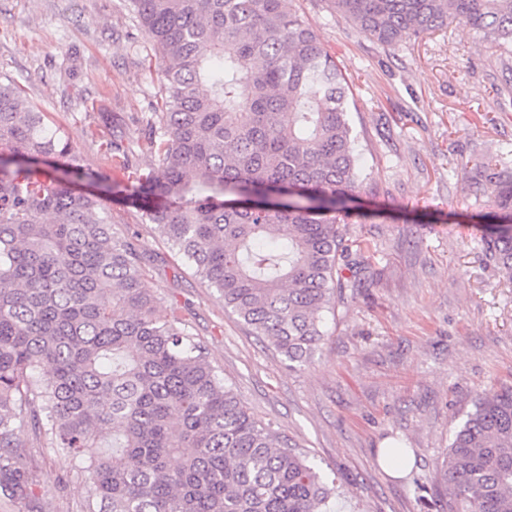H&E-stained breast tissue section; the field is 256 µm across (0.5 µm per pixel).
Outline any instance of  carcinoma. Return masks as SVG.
I'll return each instance as SVG.
<instances>
[{"mask_svg":"<svg viewBox=\"0 0 512 512\" xmlns=\"http://www.w3.org/2000/svg\"><path fill=\"white\" fill-rule=\"evenodd\" d=\"M153 42L155 163L114 185L0 74V497L42 512L17 432L83 465L85 512H329L342 492L257 421L177 311L156 316L144 256L112 232L137 209L224 308L309 362L344 287L340 225L363 167L352 85L291 0H127ZM393 47L455 23L512 48V0H330ZM486 191L491 258L512 281V167L461 161ZM456 512H512V387L480 399L441 466Z\"/></svg>","mask_w":512,"mask_h":512,"instance_id":"cac0c4a2","label":"carcinoma"}]
</instances>
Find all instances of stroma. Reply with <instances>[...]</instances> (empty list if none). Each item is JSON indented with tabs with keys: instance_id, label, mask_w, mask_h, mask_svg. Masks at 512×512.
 <instances>
[{
	"instance_id": "35a3bbf8",
	"label": "stroma",
	"mask_w": 512,
	"mask_h": 512,
	"mask_svg": "<svg viewBox=\"0 0 512 512\" xmlns=\"http://www.w3.org/2000/svg\"><path fill=\"white\" fill-rule=\"evenodd\" d=\"M293 7L355 87L350 120L368 174L364 215L342 227L347 285L322 315L312 362L289 367L225 311L141 211L113 205L112 230L145 256L158 316L180 307L254 417L341 487L332 512H452L440 480L452 434L477 397L512 385V282L485 249L489 198L458 169L468 158L512 164V51L455 24L384 48L329 0ZM153 56L126 0H0V73L115 183L154 160ZM111 139L113 156L102 148ZM394 436L410 456L400 477L380 461ZM18 439L42 512H83L84 472L30 429Z\"/></svg>"
}]
</instances>
